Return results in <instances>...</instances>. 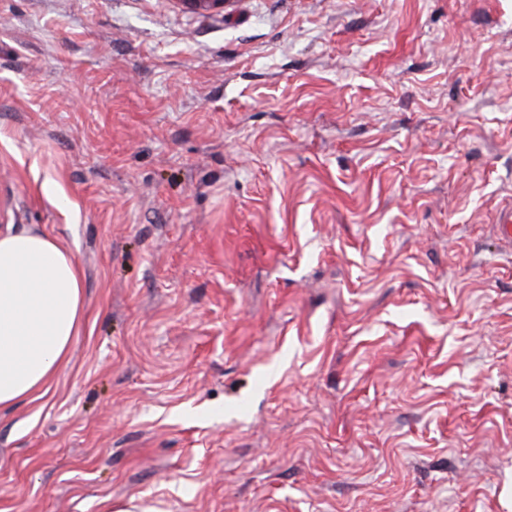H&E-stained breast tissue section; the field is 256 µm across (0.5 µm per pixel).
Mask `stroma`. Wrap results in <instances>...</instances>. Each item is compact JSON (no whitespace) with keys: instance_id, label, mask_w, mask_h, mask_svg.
Returning <instances> with one entry per match:
<instances>
[{"instance_id":"stroma-1","label":"stroma","mask_w":512,"mask_h":512,"mask_svg":"<svg viewBox=\"0 0 512 512\" xmlns=\"http://www.w3.org/2000/svg\"><path fill=\"white\" fill-rule=\"evenodd\" d=\"M512 0H0V229L84 314L0 512H512ZM492 231L500 246L507 251L512 250V206L506 205L499 209L492 222Z\"/></svg>"}]
</instances>
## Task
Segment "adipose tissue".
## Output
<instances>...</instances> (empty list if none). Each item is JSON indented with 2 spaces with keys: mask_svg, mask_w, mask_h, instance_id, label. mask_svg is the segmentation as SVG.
<instances>
[{
  "mask_svg": "<svg viewBox=\"0 0 512 512\" xmlns=\"http://www.w3.org/2000/svg\"><path fill=\"white\" fill-rule=\"evenodd\" d=\"M72 253L30 229L0 232V411L28 400L64 361L83 316Z\"/></svg>",
  "mask_w": 512,
  "mask_h": 512,
  "instance_id": "1",
  "label": "adipose tissue"
}]
</instances>
